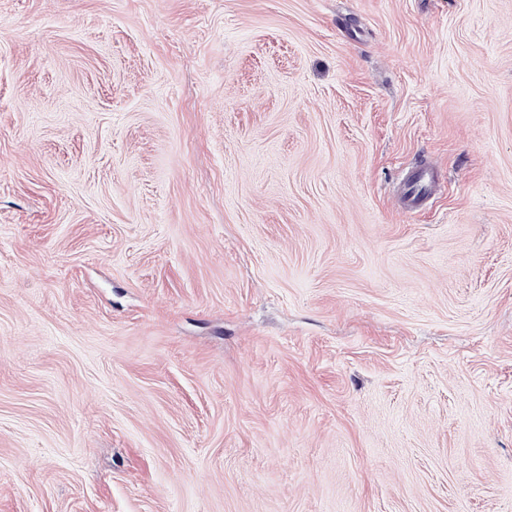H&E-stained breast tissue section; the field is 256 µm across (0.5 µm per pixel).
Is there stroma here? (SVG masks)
<instances>
[{"mask_svg": "<svg viewBox=\"0 0 512 512\" xmlns=\"http://www.w3.org/2000/svg\"><path fill=\"white\" fill-rule=\"evenodd\" d=\"M0 512H512V0H0ZM439 180V171L431 164L423 163L407 170L400 181L398 207L407 214L420 212L432 196Z\"/></svg>", "mask_w": 512, "mask_h": 512, "instance_id": "stroma-1", "label": "stroma"}]
</instances>
